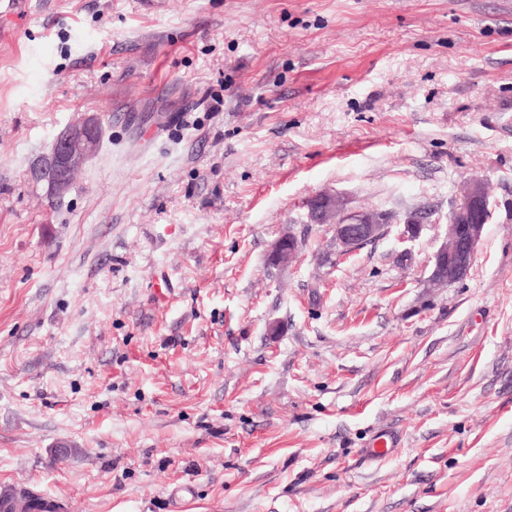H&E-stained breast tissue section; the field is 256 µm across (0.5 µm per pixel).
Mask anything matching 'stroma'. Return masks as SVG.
Segmentation results:
<instances>
[{
  "instance_id": "1",
  "label": "stroma",
  "mask_w": 512,
  "mask_h": 512,
  "mask_svg": "<svg viewBox=\"0 0 512 512\" xmlns=\"http://www.w3.org/2000/svg\"><path fill=\"white\" fill-rule=\"evenodd\" d=\"M87 117L53 199L36 173ZM469 181L493 215L427 290ZM322 192L389 233L337 257ZM379 429L403 445L366 459ZM0 484L67 512H512V0L1 14ZM100 132L95 119H86L53 140L45 169L53 186L64 187L70 172L97 149Z\"/></svg>"
}]
</instances>
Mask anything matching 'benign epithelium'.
Returning <instances> with one entry per match:
<instances>
[{"mask_svg":"<svg viewBox=\"0 0 512 512\" xmlns=\"http://www.w3.org/2000/svg\"><path fill=\"white\" fill-rule=\"evenodd\" d=\"M100 132L96 120L86 119L53 140L46 172L54 186H64L70 172L97 149ZM310 214L317 224L336 217V223L330 228L341 255L380 238L390 223L386 215L346 213L336 196L326 192L311 201ZM489 214L490 201L483 184L477 181L467 183L460 202L448 215L446 241L436 251L432 270L425 281L426 287L440 288L465 279L474 262ZM297 252L295 237L291 234L281 237L271 246L272 260L277 264L288 263ZM0 512H64V509L58 502L29 489L1 485Z\"/></svg>","mask_w":512,"mask_h":512,"instance_id":"obj_1","label":"benign epithelium"}]
</instances>
